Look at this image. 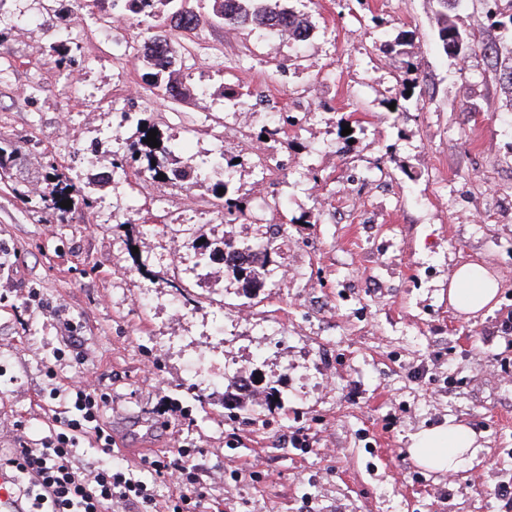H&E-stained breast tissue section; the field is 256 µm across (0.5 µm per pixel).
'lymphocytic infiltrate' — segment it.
Masks as SVG:
<instances>
[{"label":"lymphocytic infiltrate","instance_id":"lymphocytic-infiltrate-1","mask_svg":"<svg viewBox=\"0 0 512 512\" xmlns=\"http://www.w3.org/2000/svg\"><path fill=\"white\" fill-rule=\"evenodd\" d=\"M70 410L60 432L39 448H22L0 464L14 469L18 491L28 504V512H106L108 505L121 504L124 512H151L155 505L147 485L120 469L105 468L93 476L80 475L76 447L96 422L94 396L82 386L69 393ZM156 477L177 486H190V493L178 494L172 512H192L194 500L206 492L198 482L196 468L186 451L174 458L152 461Z\"/></svg>","mask_w":512,"mask_h":512}]
</instances>
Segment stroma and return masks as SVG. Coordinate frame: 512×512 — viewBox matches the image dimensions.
Segmentation results:
<instances>
[{
	"label": "stroma",
	"instance_id": "1",
	"mask_svg": "<svg viewBox=\"0 0 512 512\" xmlns=\"http://www.w3.org/2000/svg\"><path fill=\"white\" fill-rule=\"evenodd\" d=\"M310 26L303 42L268 31L202 25L178 81L265 97L224 148L223 170L186 188L179 207L227 184L243 217L210 214L176 248L199 240L262 239L280 224L264 287L244 289L223 263L187 284L188 316L167 308L177 268L142 224L173 223L153 189L131 193L102 173L116 144L106 44L87 34L78 65L57 68V13L94 0H13L25 29L0 25V448H37L71 387L95 394L103 455L81 439V471L117 462L151 484L158 512L176 489L156 482L140 449H184L208 497L197 512H512V96L490 49L512 47L487 0L451 16L470 47L446 54L435 0H288ZM403 40L401 52L390 43ZM128 98L158 142L177 135L198 102L160 96L142 59L125 63ZM274 112L287 132L265 137ZM351 128L343 136V128ZM284 160L262 178L257 150ZM93 202L44 208L58 175ZM133 223H125L127 206ZM477 264L500 288L475 314L448 303V282ZM249 312L266 336L216 338L217 314ZM229 363L224 383L193 397L196 363ZM281 393L254 422L230 417L235 367ZM454 420L481 449L448 476L417 465L410 437Z\"/></svg>",
	"mask_w": 512,
	"mask_h": 512
}]
</instances>
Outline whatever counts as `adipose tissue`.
Masks as SVG:
<instances>
[{
	"instance_id": "adipose-tissue-1",
	"label": "adipose tissue",
	"mask_w": 512,
	"mask_h": 512,
	"mask_svg": "<svg viewBox=\"0 0 512 512\" xmlns=\"http://www.w3.org/2000/svg\"><path fill=\"white\" fill-rule=\"evenodd\" d=\"M498 288V282L488 279L481 266L468 264L451 277L448 302L460 312L476 313L496 296ZM479 450L476 432L451 421L415 434L409 453L422 467L452 475L464 462L476 458Z\"/></svg>"
}]
</instances>
